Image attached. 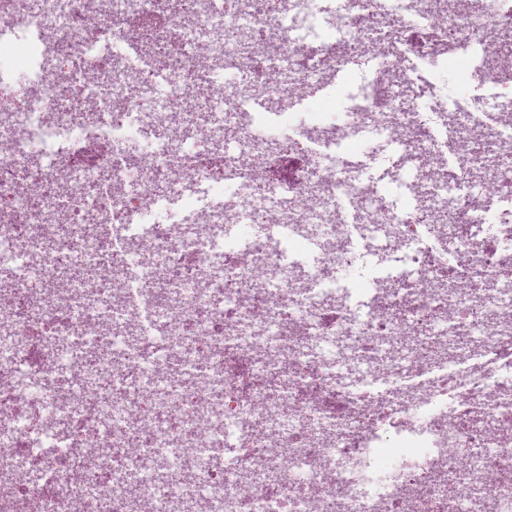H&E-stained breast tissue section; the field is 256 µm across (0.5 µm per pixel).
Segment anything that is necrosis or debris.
Here are the masks:
<instances>
[{
	"instance_id": "4bbe7bcc",
	"label": "necrosis or debris",
	"mask_w": 512,
	"mask_h": 512,
	"mask_svg": "<svg viewBox=\"0 0 512 512\" xmlns=\"http://www.w3.org/2000/svg\"><path fill=\"white\" fill-rule=\"evenodd\" d=\"M509 353L512 0H0V512H512ZM420 110L422 117L433 125L435 128V144L447 145L448 148H453V143H448L447 129L443 127L438 120L437 106L431 101L421 100L419 101Z\"/></svg>"
}]
</instances>
